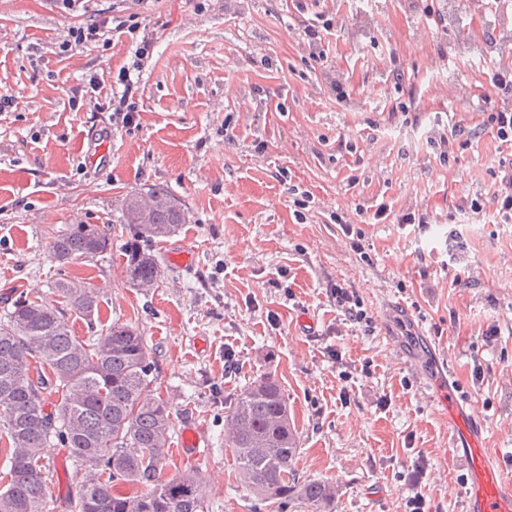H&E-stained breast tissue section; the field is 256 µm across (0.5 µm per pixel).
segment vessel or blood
<instances>
[{
    "label": "vessel or blood",
    "mask_w": 512,
    "mask_h": 512,
    "mask_svg": "<svg viewBox=\"0 0 512 512\" xmlns=\"http://www.w3.org/2000/svg\"><path fill=\"white\" fill-rule=\"evenodd\" d=\"M439 395L448 416L450 445L470 460L464 512H512V476L491 462L479 415L469 410L455 379H447Z\"/></svg>",
    "instance_id": "1"
}]
</instances>
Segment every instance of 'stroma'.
Segmentation results:
<instances>
[{"mask_svg":"<svg viewBox=\"0 0 512 512\" xmlns=\"http://www.w3.org/2000/svg\"><path fill=\"white\" fill-rule=\"evenodd\" d=\"M301 2L145 0L156 41L125 126L83 88L93 79L111 97L135 35L60 45L69 27L125 19L127 0H0V93L17 101L0 112V316L19 297L50 298L61 279L98 289L94 321L66 320L84 340L116 320L146 337L176 412L172 445L190 422L202 436L194 456L168 453L164 475L199 470L209 512H311L258 502L224 443L230 401L265 373L288 400L295 470L335 482L333 512H409L417 492L426 512H463L468 461L448 444L437 361L485 420L487 448L512 464V228L489 205L503 152L481 101L512 54L465 57L458 45L467 29H512V9L459 5L442 30L405 0ZM321 12L342 28L315 70L298 24ZM443 135L445 161L429 143ZM104 138L110 163L87 166ZM151 188L180 199L186 222L150 244L163 276L144 289L126 273L123 209ZM382 203L387 219L362 220ZM405 213L423 225L399 223ZM75 224L111 225V251L53 260L49 238ZM182 246L196 254L187 268L168 257ZM338 285L365 322L343 320ZM417 464L427 476L416 489Z\"/></svg>","mask_w":512,"mask_h":512,"instance_id":"35a3bbf8","label":"stroma"}]
</instances>
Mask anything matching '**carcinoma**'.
I'll list each match as a JSON object with an SVG mask.
<instances>
[{
	"label": "carcinoma",
	"mask_w": 512,
	"mask_h": 512,
	"mask_svg": "<svg viewBox=\"0 0 512 512\" xmlns=\"http://www.w3.org/2000/svg\"><path fill=\"white\" fill-rule=\"evenodd\" d=\"M124 223L135 228L130 280L158 287L161 267L140 243L174 234L186 223L183 204L164 189L132 193ZM111 233L109 226L78 224L51 237L47 250L61 263L102 256ZM52 293L57 300L17 299L0 320V450L8 460L0 471V512H48L53 469L47 452L54 439L82 472L69 498L71 512H205L197 471L161 477L173 411L152 389L145 337L116 320L97 342H86L74 335L59 304L92 321L99 313L97 289L60 280ZM225 428L240 479L258 499L296 500L313 512L336 499L333 482H302L295 473L297 438L275 376L261 375L240 390ZM117 481L150 488L117 494Z\"/></svg>",
	"instance_id": "cac0c4a2"
}]
</instances>
